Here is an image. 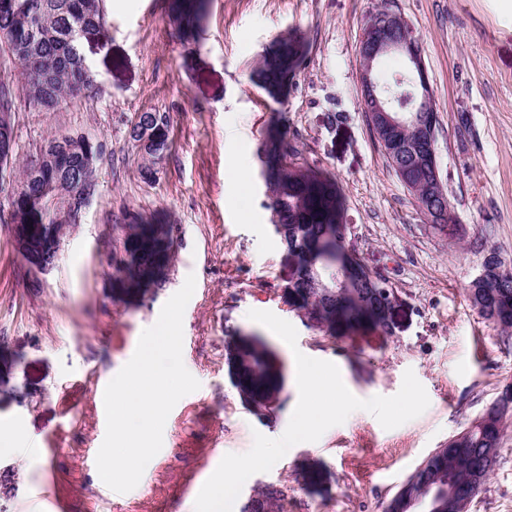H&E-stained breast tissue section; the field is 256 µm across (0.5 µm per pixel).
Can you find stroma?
Segmentation results:
<instances>
[{"mask_svg": "<svg viewBox=\"0 0 512 512\" xmlns=\"http://www.w3.org/2000/svg\"><path fill=\"white\" fill-rule=\"evenodd\" d=\"M378 0H209L198 40H182L168 0H103L104 39L82 44L91 93L54 112L20 104L19 163L44 141L84 132L102 146L96 188L52 269L29 270L0 206V512H195L220 463L213 449L244 453L254 433L280 437L298 401L295 352L335 363L356 397L396 394L413 370L430 404L391 430L358 410L315 442L299 443L242 495L265 483L288 491V512H385L408 476L512 385V335L471 306L467 290L488 251L512 265V13L497 0H394L423 47L439 122L442 180L458 238L435 230L389 165L366 122L357 43ZM305 42L285 94L272 98L251 71L277 38ZM169 121L170 146L152 179L130 138L140 114ZM297 132L305 160L339 183L344 222L365 266L396 302L391 335L333 338L285 305L293 273L265 207L260 147L270 125ZM249 181L234 177L237 156ZM141 216L170 225L176 258L165 287L129 304L113 297L114 226ZM194 275L183 316V362L200 387L181 398L163 446L139 484L118 493L93 460L106 423L96 386L133 356L142 331ZM290 322L289 347L249 310ZM263 336L281 355L284 401L273 422L239 401L224 369L229 336ZM54 453H45L46 445ZM316 464L326 480L300 478ZM469 512H512V412L497 463Z\"/></svg>", "mask_w": 512, "mask_h": 512, "instance_id": "stroma-1", "label": "stroma"}]
</instances>
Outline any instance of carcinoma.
Instances as JSON below:
<instances>
[{
	"label": "carcinoma",
	"instance_id": "obj_1",
	"mask_svg": "<svg viewBox=\"0 0 512 512\" xmlns=\"http://www.w3.org/2000/svg\"><path fill=\"white\" fill-rule=\"evenodd\" d=\"M208 0H170L171 18L187 35L202 28ZM106 32L100 0H0V46L18 66V77L0 81V113L16 110V99L39 110H51L69 95L91 88L92 73L82 53V42ZM304 43L284 37L266 52L253 70V80L285 89L288 78L299 67ZM377 82L388 88L397 104H408L412 91L405 73L376 72ZM152 124L157 143L149 148L150 159L141 173L154 176V157L166 152L168 124L155 114L144 112L133 126ZM297 134L284 125L271 126L261 153V176L271 188L267 208L271 210L276 234L297 269L288 280V299L299 309H309L330 336L344 338L365 330L388 336L377 288L383 283L364 270L363 261L345 235L340 186L335 178L312 167L307 161L295 165ZM69 149L59 151L46 163L42 181L29 186L30 198L37 200L33 214L48 229L57 231L67 223L60 206L43 195L46 183L64 180L82 157L98 158L101 146L82 133H70ZM175 242L162 224H144L133 218L121 225V235L112 239V288H120L136 300L145 296L146 272L156 263L172 266ZM486 303V320L507 333L512 330V273H490L479 286ZM224 349L235 352L237 387L256 400L277 399L284 391V378L268 369L269 351L258 339L245 341L229 337ZM512 404V392L503 394L480 418L450 443L448 466L441 474L420 472L415 489L430 480L455 486L482 487L498 457L503 419ZM264 512H288L287 495L276 490L258 491Z\"/></svg>",
	"mask_w": 512,
	"mask_h": 512
}]
</instances>
